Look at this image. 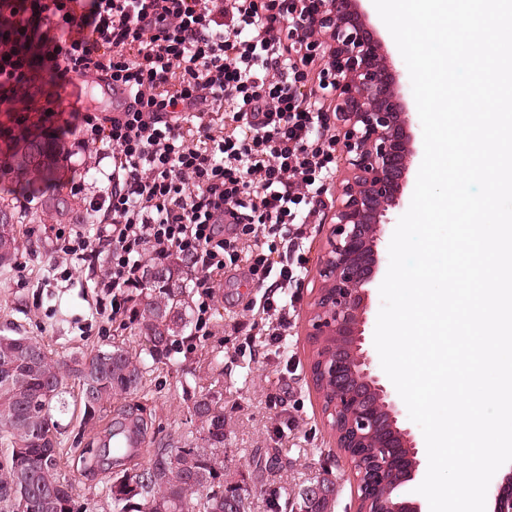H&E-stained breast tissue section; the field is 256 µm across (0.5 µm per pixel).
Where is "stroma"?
I'll use <instances>...</instances> for the list:
<instances>
[{"instance_id": "stroma-1", "label": "stroma", "mask_w": 512, "mask_h": 512, "mask_svg": "<svg viewBox=\"0 0 512 512\" xmlns=\"http://www.w3.org/2000/svg\"><path fill=\"white\" fill-rule=\"evenodd\" d=\"M312 224L304 228L303 277L289 288L288 327L279 346L264 330L263 291L243 276H226L213 301V333L185 340L152 362L142 388L113 400L111 410L85 419L77 377L68 380L70 412L61 419V472L87 512H112L106 484L110 471H85L81 450L99 440L114 415L132 411L148 422L141 454L123 464L140 471L161 445H199L196 400L208 398L224 414V468L243 475L250 512H273L276 504L316 476L335 479V512H357L355 486L343 452L328 427L311 379L314 346L308 320L320 287L318 269L331 218V194ZM50 215L40 223L17 225L23 247L18 266L0 268V331L14 329L36 338L52 357L69 358L123 345L139 352L143 339L135 324L119 328L97 315L96 270L69 264L54 270Z\"/></svg>"}]
</instances>
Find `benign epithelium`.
<instances>
[{
	"mask_svg": "<svg viewBox=\"0 0 512 512\" xmlns=\"http://www.w3.org/2000/svg\"><path fill=\"white\" fill-rule=\"evenodd\" d=\"M282 25L301 56L320 62L318 87L344 128L336 140L349 175L335 182V210L318 271L308 336L335 339L314 359L312 382L349 464L358 512H421L407 486L421 472L418 440L366 347L370 288L387 246L390 210L418 163L412 113L365 0H282ZM337 485L317 478L306 500L322 504ZM494 512H512V474L493 491Z\"/></svg>",
	"mask_w": 512,
	"mask_h": 512,
	"instance_id": "1",
	"label": "benign epithelium"
}]
</instances>
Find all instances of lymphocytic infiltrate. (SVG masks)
Here are the masks:
<instances>
[{
  "mask_svg": "<svg viewBox=\"0 0 512 512\" xmlns=\"http://www.w3.org/2000/svg\"><path fill=\"white\" fill-rule=\"evenodd\" d=\"M296 51L273 0H0V112L44 73L112 94L108 115L45 106L73 138L58 153L70 194L91 171L102 184L91 228L58 230L54 250L99 265L112 321H133L146 263L177 260L195 273L193 333L211 335L215 290L242 266L281 341L275 293L301 280L303 228L336 174Z\"/></svg>",
  "mask_w": 512,
  "mask_h": 512,
  "instance_id": "f902f5d3",
  "label": "lymphocytic infiltrate"
}]
</instances>
